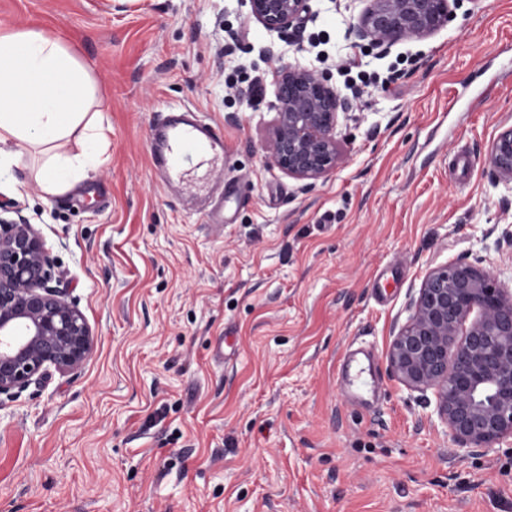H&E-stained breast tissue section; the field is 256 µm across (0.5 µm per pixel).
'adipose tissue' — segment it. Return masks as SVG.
Segmentation results:
<instances>
[{
  "label": "adipose tissue",
  "instance_id": "1",
  "mask_svg": "<svg viewBox=\"0 0 512 512\" xmlns=\"http://www.w3.org/2000/svg\"><path fill=\"white\" fill-rule=\"evenodd\" d=\"M111 126L90 68L60 38L39 27L0 32V172L28 149L47 155L39 176L50 196L70 191L101 167ZM82 146L68 155L71 140Z\"/></svg>",
  "mask_w": 512,
  "mask_h": 512
}]
</instances>
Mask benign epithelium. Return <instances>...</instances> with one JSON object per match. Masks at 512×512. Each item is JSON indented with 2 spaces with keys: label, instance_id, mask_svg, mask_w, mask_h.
I'll list each match as a JSON object with an SVG mask.
<instances>
[{
  "label": "benign epithelium",
  "instance_id": "obj_1",
  "mask_svg": "<svg viewBox=\"0 0 512 512\" xmlns=\"http://www.w3.org/2000/svg\"><path fill=\"white\" fill-rule=\"evenodd\" d=\"M311 0H249V17L281 33L312 13ZM349 34L386 53L426 39L448 23L452 0H365ZM268 158L303 182L344 162L339 116L351 102L325 73L282 65L275 76ZM486 164L495 184L512 190V126L490 144ZM54 263L32 224L0 217V396L14 397L52 367L76 373L92 356L94 335L67 293L49 286ZM393 335L390 367L410 390H433L435 414L459 447L478 451L512 437V288L483 259L429 271Z\"/></svg>",
  "mask_w": 512,
  "mask_h": 512
}]
</instances>
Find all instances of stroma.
<instances>
[{
    "label": "stroma",
    "mask_w": 512,
    "mask_h": 512,
    "mask_svg": "<svg viewBox=\"0 0 512 512\" xmlns=\"http://www.w3.org/2000/svg\"><path fill=\"white\" fill-rule=\"evenodd\" d=\"M311 6L271 34L248 0H0V27L91 67L112 126L108 163L65 194L38 154L0 177V212L39 231L95 335L81 371L0 400V512H512V439L457 447L388 361L431 269L480 257L512 285V192L484 163L512 125V0H459L387 53L348 34L361 0ZM283 63L365 82L344 165L304 192L265 153ZM184 107L224 132L225 223L195 204L208 177L153 174L149 125ZM357 347L381 375L366 405L338 381Z\"/></svg>",
    "instance_id": "1"
}]
</instances>
